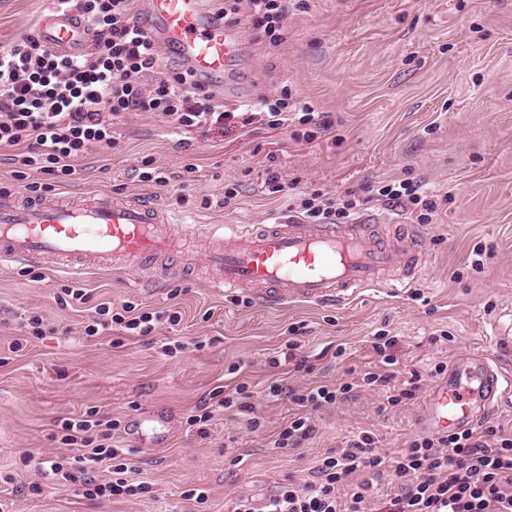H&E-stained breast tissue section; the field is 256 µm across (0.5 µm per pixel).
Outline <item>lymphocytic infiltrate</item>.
Returning a JSON list of instances; mask_svg holds the SVG:
<instances>
[{
	"label": "lymphocytic infiltrate",
	"mask_w": 512,
	"mask_h": 512,
	"mask_svg": "<svg viewBox=\"0 0 512 512\" xmlns=\"http://www.w3.org/2000/svg\"><path fill=\"white\" fill-rule=\"evenodd\" d=\"M95 38L79 55L58 54L34 37L0 49V146L15 148L12 161L19 179L40 172L54 179L68 178L73 164L91 145L112 141V126L125 112H157L178 126L224 129L241 122L264 121L282 126L288 121V98L263 99L258 111L239 116L199 82L188 68L171 76L156 75L160 48L135 25L129 0H81L78 7ZM247 12L262 28L271 45L284 41L288 0H223L216 17ZM367 196L349 192L347 200L313 195L302 200L304 218L321 224L360 210ZM154 316L133 314L131 306L113 311L111 303L96 305L83 334L102 335L109 326L148 335ZM395 337L378 335L372 349L386 365L383 373L364 372L341 385L295 389L281 380L269 383V399L288 398L300 412L277 433L273 445L303 447L316 434L312 411L349 399L358 388L385 390L388 406L413 399L423 386L420 372L399 376L391 349ZM251 393L245 385L213 393L187 418L205 427L216 411L232 410L250 429H259ZM115 419L62 421L61 442L74 447L73 457L53 460L51 469L77 483L90 500L141 494L142 484L130 482L131 463L122 461V448L113 439ZM113 461L111 481L95 482L94 465ZM393 474L397 489L375 498L374 484ZM233 512H512V433L491 425L446 436H416L396 454L377 448L369 433L349 437L341 447L328 449L310 473L277 484L263 507L241 498Z\"/></svg>",
	"instance_id": "f902f5d3"
}]
</instances>
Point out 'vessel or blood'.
<instances>
[{"instance_id": "b4317fda", "label": "vessel or blood", "mask_w": 512, "mask_h": 512, "mask_svg": "<svg viewBox=\"0 0 512 512\" xmlns=\"http://www.w3.org/2000/svg\"><path fill=\"white\" fill-rule=\"evenodd\" d=\"M134 22L203 78L222 77L238 52L237 37L208 11L205 0H145ZM36 35L65 53L82 51L91 38L79 15L51 8L39 16ZM376 228L373 219L311 224L288 215L263 225L178 229L166 209L136 195L23 201L0 192V263L62 270L77 278L93 270L129 273L150 260L160 262L162 278L177 279L202 261L216 271L218 288L250 292L264 307L338 304L377 284L396 289L420 278L425 267L407 248V234L389 241ZM507 394H512V372L479 352L459 355L429 388L419 425L436 435L477 427Z\"/></svg>"}]
</instances>
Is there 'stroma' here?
<instances>
[{"mask_svg": "<svg viewBox=\"0 0 512 512\" xmlns=\"http://www.w3.org/2000/svg\"><path fill=\"white\" fill-rule=\"evenodd\" d=\"M48 0H0V47L33 34ZM244 39L221 82L210 89L226 110L288 89L290 102L309 106L327 129L299 121L257 124L219 134L186 130L154 112H128L114 125V143L92 147L74 174L50 184L40 173L17 179L14 150L0 148V191L25 193L28 183L50 184L54 196L87 192L137 193L166 208L179 225L270 224L311 190L343 197L394 182H418L436 194L431 222L398 206L372 200L363 209L417 230L427 270L402 292L365 289L343 304H295L267 309L216 292L204 267L183 278L156 270L133 275L98 271L76 280L39 267L0 265V503L9 512H232L236 497L262 500L276 482L304 477L327 449L362 430L379 448L397 452L420 431L421 400L383 410L386 394L370 388L355 399L314 412L317 433L298 450L270 442L296 411L262 391L277 374L269 361L303 322L305 351L343 345L336 361H321L289 385L345 383L374 371L377 331L397 339L402 371L424 373L476 349L512 361L497 328L512 311V0H290L288 35L269 46L248 17L236 25ZM149 156L168 185L140 181ZM194 178L182 182L185 165ZM281 175V191L265 181ZM237 196L224 204L225 189ZM210 208H203V200ZM483 268H475L477 251ZM84 288L89 303L62 305L63 286ZM136 305L141 311L178 310L177 325L161 323L146 337L85 338L95 304ZM40 315L41 336L27 320ZM449 340H440L441 331ZM184 341L164 355L163 346ZM19 352H10L12 342ZM238 373H230V366ZM244 383L254 392L263 429L217 412L206 433L187 424L189 412L218 386ZM158 409L172 417L161 448L121 435L134 480L151 493L121 500H89L79 487L48 476L45 461L72 456L56 440V424L88 411L121 421ZM241 456L231 465L232 456ZM209 492L206 505L184 499L191 487Z\"/></svg>", "mask_w": 512, "mask_h": 512, "instance_id": "obj_1", "label": "stroma"}]
</instances>
